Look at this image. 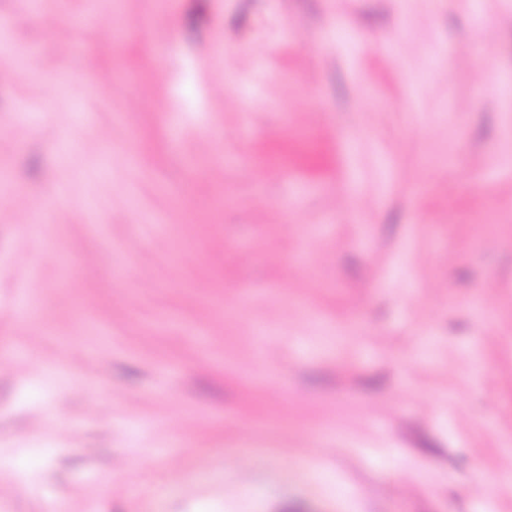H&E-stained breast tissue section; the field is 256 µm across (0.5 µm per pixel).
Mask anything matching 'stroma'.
Returning a JSON list of instances; mask_svg holds the SVG:
<instances>
[{
	"label": "stroma",
	"instance_id": "obj_1",
	"mask_svg": "<svg viewBox=\"0 0 512 512\" xmlns=\"http://www.w3.org/2000/svg\"><path fill=\"white\" fill-rule=\"evenodd\" d=\"M482 12L0 0V512H512Z\"/></svg>",
	"mask_w": 512,
	"mask_h": 512
}]
</instances>
